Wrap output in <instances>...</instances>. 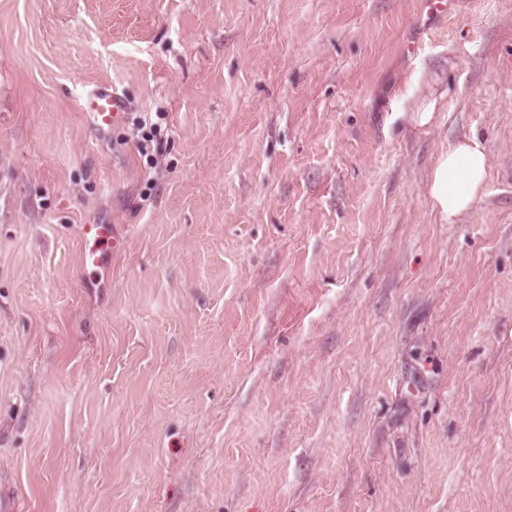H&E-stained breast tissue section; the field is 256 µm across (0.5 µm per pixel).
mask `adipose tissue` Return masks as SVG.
<instances>
[{"label": "adipose tissue", "mask_w": 512, "mask_h": 512, "mask_svg": "<svg viewBox=\"0 0 512 512\" xmlns=\"http://www.w3.org/2000/svg\"><path fill=\"white\" fill-rule=\"evenodd\" d=\"M487 165L485 148L478 136H467L442 147L427 185L431 208L442 222L453 223L484 195Z\"/></svg>", "instance_id": "1"}]
</instances>
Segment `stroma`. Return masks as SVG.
Masks as SVG:
<instances>
[{"instance_id":"stroma-1","label":"stroma","mask_w":512,"mask_h":512,"mask_svg":"<svg viewBox=\"0 0 512 512\" xmlns=\"http://www.w3.org/2000/svg\"><path fill=\"white\" fill-rule=\"evenodd\" d=\"M472 134L445 224L425 186ZM84 224L124 241L101 269ZM5 490L512 512V0H0ZM127 109L126 99L109 88L97 90L86 103L87 117L94 125L103 129L120 124ZM487 165L485 148L474 134L442 147L432 164L427 194L443 223H453L484 195Z\"/></svg>"}]
</instances>
